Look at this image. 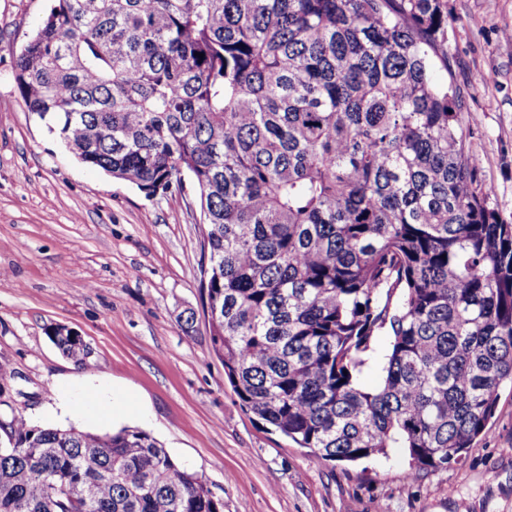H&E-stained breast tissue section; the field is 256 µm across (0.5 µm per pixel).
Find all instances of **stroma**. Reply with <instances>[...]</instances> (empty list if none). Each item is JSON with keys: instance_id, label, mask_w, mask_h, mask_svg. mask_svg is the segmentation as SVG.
Masks as SVG:
<instances>
[{"instance_id": "stroma-1", "label": "stroma", "mask_w": 512, "mask_h": 512, "mask_svg": "<svg viewBox=\"0 0 512 512\" xmlns=\"http://www.w3.org/2000/svg\"><path fill=\"white\" fill-rule=\"evenodd\" d=\"M50 6L0 0V362L12 370L0 419L141 428L206 480L224 512H512L510 384L465 459L415 481L405 449L317 465L241 407L201 313L199 209L81 164L18 93L16 60ZM510 30L512 0H448V60L435 68L460 91L468 147L508 224ZM56 325L91 346L88 367L49 341Z\"/></svg>"}]
</instances>
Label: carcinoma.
I'll return each mask as SVG.
<instances>
[{
	"instance_id": "cac0c4a2",
	"label": "carcinoma",
	"mask_w": 512,
	"mask_h": 512,
	"mask_svg": "<svg viewBox=\"0 0 512 512\" xmlns=\"http://www.w3.org/2000/svg\"><path fill=\"white\" fill-rule=\"evenodd\" d=\"M53 2L18 91L85 165L149 197L191 182L241 406L317 464L404 448L416 480L462 461L512 381V224L434 75L447 0ZM9 423L0 512H224L142 429ZM390 336H377L375 340V357L364 369L361 382L367 387H374L381 379V368L389 346Z\"/></svg>"
}]
</instances>
